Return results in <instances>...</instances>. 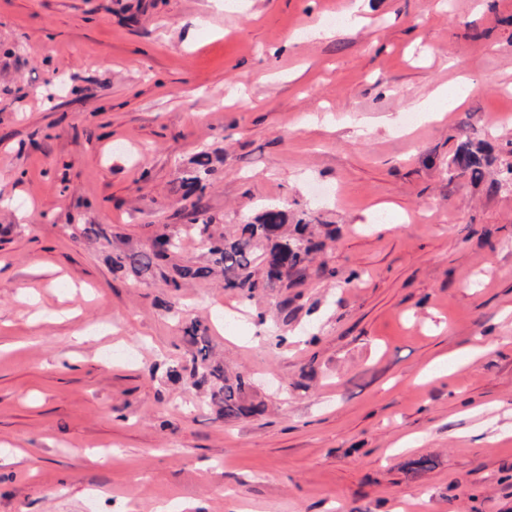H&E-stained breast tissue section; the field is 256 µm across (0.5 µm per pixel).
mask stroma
<instances>
[{"instance_id":"obj_1","label":"stroma","mask_w":512,"mask_h":512,"mask_svg":"<svg viewBox=\"0 0 512 512\" xmlns=\"http://www.w3.org/2000/svg\"><path fill=\"white\" fill-rule=\"evenodd\" d=\"M473 137L492 164L449 179ZM201 151L208 214L330 225L335 276L245 303L113 270L163 230L206 264ZM511 160L512 0H0V197L32 212L0 208V512H512ZM196 317L264 416L167 378Z\"/></svg>"}]
</instances>
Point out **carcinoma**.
Masks as SVG:
<instances>
[{
	"mask_svg": "<svg viewBox=\"0 0 512 512\" xmlns=\"http://www.w3.org/2000/svg\"><path fill=\"white\" fill-rule=\"evenodd\" d=\"M487 164L483 143L470 139L448 161V178L468 170L479 175ZM213 172L209 154L200 153L179 181L183 195L195 197L187 217L207 246L210 264L171 262L178 242L162 232L152 238L144 251H124L113 256L112 267L129 268L136 274L155 270L174 291L191 280L219 274L225 290L235 291L246 299L275 288H289L304 281L312 270L324 277L335 276V270L318 260L325 252V241L316 238L308 223L299 221L288 228L287 215L273 205L264 207L254 221L238 225L233 234H216L213 217L201 209ZM183 339L190 346L191 367L179 363L169 366L166 374L170 379L180 380L184 371H190L194 384L207 388L216 418L224 422L259 416L266 411L265 403L251 395L252 380L241 373L227 375L216 360L203 320L185 324Z\"/></svg>",
	"mask_w": 512,
	"mask_h": 512,
	"instance_id": "cac0c4a2",
	"label": "carcinoma"
}]
</instances>
